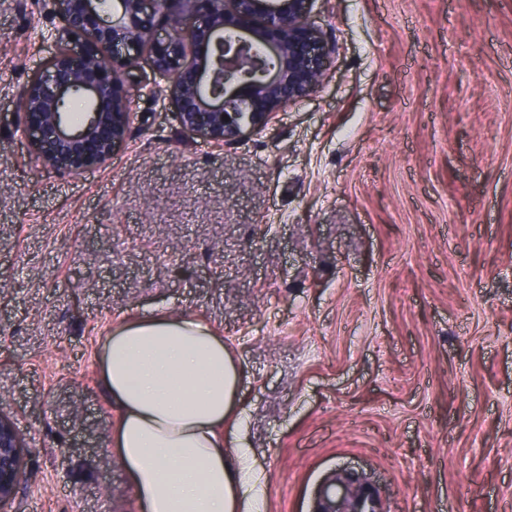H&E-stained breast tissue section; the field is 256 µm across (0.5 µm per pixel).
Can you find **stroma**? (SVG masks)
<instances>
[{
  "instance_id": "35a3bbf8",
  "label": "stroma",
  "mask_w": 512,
  "mask_h": 512,
  "mask_svg": "<svg viewBox=\"0 0 512 512\" xmlns=\"http://www.w3.org/2000/svg\"><path fill=\"white\" fill-rule=\"evenodd\" d=\"M334 61L216 148L133 96L77 174L14 127L61 28L0 0V414L29 477L9 512H138L100 336L198 316L241 373L263 512L349 468L384 512H512V0H314Z\"/></svg>"
}]
</instances>
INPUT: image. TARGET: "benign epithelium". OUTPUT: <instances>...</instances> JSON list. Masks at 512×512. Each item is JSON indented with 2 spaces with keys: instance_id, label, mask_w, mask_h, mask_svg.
I'll return each instance as SVG.
<instances>
[{
  "instance_id": "obj_1",
  "label": "benign epithelium",
  "mask_w": 512,
  "mask_h": 512,
  "mask_svg": "<svg viewBox=\"0 0 512 512\" xmlns=\"http://www.w3.org/2000/svg\"><path fill=\"white\" fill-rule=\"evenodd\" d=\"M312 0H118L103 14L99 0H43L63 21L50 66L23 91L17 131L45 166L76 173L105 166L125 140L132 92L126 75L141 55L152 59L165 85L147 93L169 101L179 125L222 147L246 128L264 125L278 108L314 91L332 50L311 16ZM166 29L165 47L155 38ZM86 97L88 116L73 128L62 111L72 92ZM25 441L0 415V512L27 481ZM312 512H383L367 479L334 471Z\"/></svg>"
}]
</instances>
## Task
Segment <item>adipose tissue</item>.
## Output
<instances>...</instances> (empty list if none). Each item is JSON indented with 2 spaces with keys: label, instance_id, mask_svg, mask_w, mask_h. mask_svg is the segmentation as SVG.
<instances>
[{
  "label": "adipose tissue",
  "instance_id": "ef3b65f1",
  "mask_svg": "<svg viewBox=\"0 0 512 512\" xmlns=\"http://www.w3.org/2000/svg\"><path fill=\"white\" fill-rule=\"evenodd\" d=\"M101 375L141 512H261V470L244 444H224L240 372L209 325L180 312L120 322Z\"/></svg>",
  "mask_w": 512,
  "mask_h": 512
}]
</instances>
